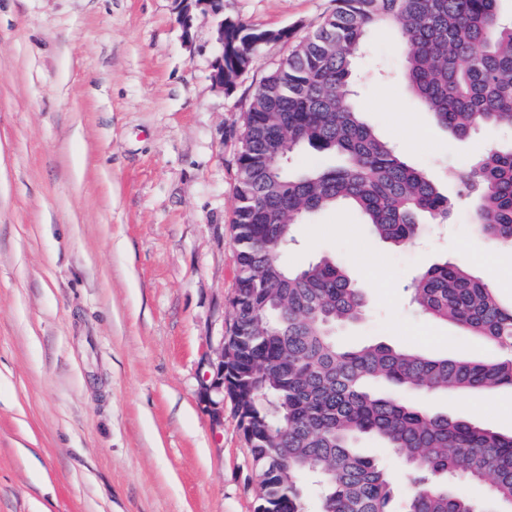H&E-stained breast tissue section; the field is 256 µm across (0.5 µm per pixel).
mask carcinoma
Wrapping results in <instances>:
<instances>
[{
    "mask_svg": "<svg viewBox=\"0 0 512 512\" xmlns=\"http://www.w3.org/2000/svg\"><path fill=\"white\" fill-rule=\"evenodd\" d=\"M313 34L262 80L243 122L235 218L240 297L225 380L252 445L261 512H307L303 483L317 482L319 512H500L512 506V434L408 402L404 394L491 393L512 387V306L459 261L408 286L421 313L499 350L495 359L422 354L384 342L336 343L360 320L363 289L331 257L289 268L281 253L294 226L348 204L379 238L411 244L419 218L441 222L448 196L365 123L355 103L354 61L370 33L392 31L404 74L438 126L458 139L512 127V9L504 0H335ZM224 90L262 45L284 37L224 22ZM305 146L337 153L336 167L290 172ZM475 230L512 249V145L491 146L454 173ZM363 437L398 458L410 491L396 500L391 472L360 454ZM489 483L483 501L461 488Z\"/></svg>",
    "mask_w": 512,
    "mask_h": 512,
    "instance_id": "1",
    "label": "carcinoma"
}]
</instances>
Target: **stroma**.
<instances>
[{
    "label": "stroma",
    "instance_id": "obj_1",
    "mask_svg": "<svg viewBox=\"0 0 512 512\" xmlns=\"http://www.w3.org/2000/svg\"><path fill=\"white\" fill-rule=\"evenodd\" d=\"M224 14L287 30L233 92L217 89L211 15L183 33L172 0H0V512H255L250 450L232 400L213 426L200 388L236 293V159L250 96L331 0H223ZM376 133L452 201L446 222L395 247L353 209L296 225L298 267L339 260L364 291L344 344L422 353L495 348L416 314L404 287L463 250L512 303V250L473 230L448 180L512 128L458 140L409 92L393 36L355 62ZM433 411L512 433V388L430 395Z\"/></svg>",
    "mask_w": 512,
    "mask_h": 512
}]
</instances>
